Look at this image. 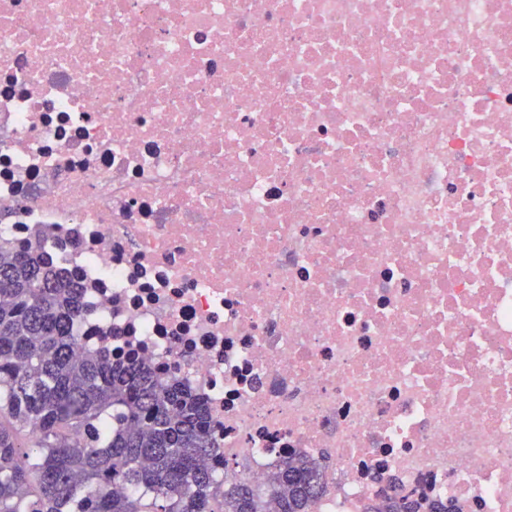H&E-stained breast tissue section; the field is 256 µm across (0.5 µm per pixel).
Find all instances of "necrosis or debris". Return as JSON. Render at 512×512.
<instances>
[{
  "label": "necrosis or debris",
  "instance_id": "necrosis-or-debris-1",
  "mask_svg": "<svg viewBox=\"0 0 512 512\" xmlns=\"http://www.w3.org/2000/svg\"><path fill=\"white\" fill-rule=\"evenodd\" d=\"M216 479L512 512V0H0V245Z\"/></svg>",
  "mask_w": 512,
  "mask_h": 512
}]
</instances>
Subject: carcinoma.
I'll list each match as a JSON object with an SVG mask.
<instances>
[{
  "instance_id": "obj_1",
  "label": "carcinoma",
  "mask_w": 512,
  "mask_h": 512,
  "mask_svg": "<svg viewBox=\"0 0 512 512\" xmlns=\"http://www.w3.org/2000/svg\"><path fill=\"white\" fill-rule=\"evenodd\" d=\"M81 289L35 245L0 246V512H215L216 448L199 402L134 360L74 353ZM328 455H295L222 512H316ZM366 512L427 510L397 490Z\"/></svg>"
}]
</instances>
